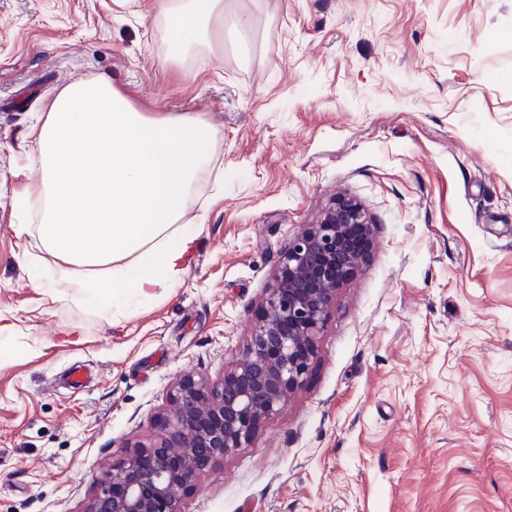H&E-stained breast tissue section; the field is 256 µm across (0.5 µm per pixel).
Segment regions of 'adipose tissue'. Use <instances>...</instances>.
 Segmentation results:
<instances>
[{
  "label": "adipose tissue",
  "instance_id": "1",
  "mask_svg": "<svg viewBox=\"0 0 512 512\" xmlns=\"http://www.w3.org/2000/svg\"><path fill=\"white\" fill-rule=\"evenodd\" d=\"M161 14L167 47L179 53L223 24L224 0H162ZM217 139L198 116L138 112L109 80L67 86L33 132L42 175L15 197L22 208L42 204L26 262L50 287L103 311L128 294L175 287L206 220L183 222Z\"/></svg>",
  "mask_w": 512,
  "mask_h": 512
}]
</instances>
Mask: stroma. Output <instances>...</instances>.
I'll return each instance as SVG.
<instances>
[{"label":"stroma","instance_id":"35a3bbf8","mask_svg":"<svg viewBox=\"0 0 512 512\" xmlns=\"http://www.w3.org/2000/svg\"><path fill=\"white\" fill-rule=\"evenodd\" d=\"M226 8L246 31L176 59L160 0H0V512H81L176 378L243 350L339 193L374 219L370 258L302 386L181 512H512V0ZM98 77L219 134L182 283L108 312L38 280L15 206L29 132Z\"/></svg>","mask_w":512,"mask_h":512}]
</instances>
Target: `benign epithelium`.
Instances as JSON below:
<instances>
[{"label":"benign epithelium","instance_id":"benign-epithelium-1","mask_svg":"<svg viewBox=\"0 0 512 512\" xmlns=\"http://www.w3.org/2000/svg\"><path fill=\"white\" fill-rule=\"evenodd\" d=\"M373 240L364 206L338 196L281 255L246 347L212 377L188 372L167 394L147 442L103 472L82 512H179L199 476L250 443L302 385L336 294L363 266L350 229Z\"/></svg>","mask_w":512,"mask_h":512}]
</instances>
